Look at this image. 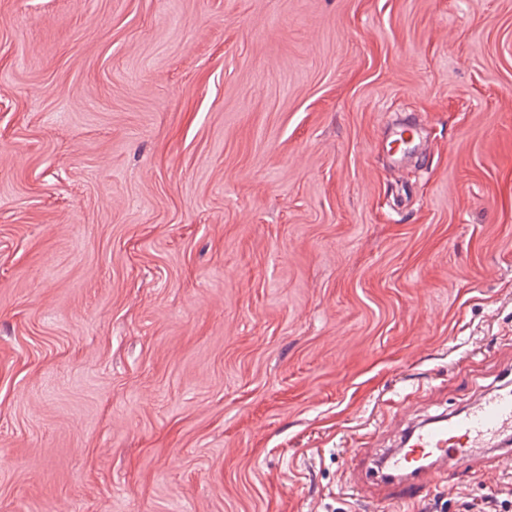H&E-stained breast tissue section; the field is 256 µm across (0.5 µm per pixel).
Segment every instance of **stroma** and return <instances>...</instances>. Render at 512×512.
<instances>
[{
  "label": "stroma",
  "instance_id": "35a3bbf8",
  "mask_svg": "<svg viewBox=\"0 0 512 512\" xmlns=\"http://www.w3.org/2000/svg\"><path fill=\"white\" fill-rule=\"evenodd\" d=\"M511 380L512 0H0V512H374ZM388 145L390 151L393 152L396 170L400 169V165L404 161L407 154H409L417 144L416 137L417 131L406 123L397 124L393 126L388 132Z\"/></svg>",
  "mask_w": 512,
  "mask_h": 512
}]
</instances>
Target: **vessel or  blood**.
I'll return each mask as SVG.
<instances>
[{
    "instance_id": "vessel-or-blood-1",
    "label": "vessel or blood",
    "mask_w": 512,
    "mask_h": 512,
    "mask_svg": "<svg viewBox=\"0 0 512 512\" xmlns=\"http://www.w3.org/2000/svg\"><path fill=\"white\" fill-rule=\"evenodd\" d=\"M416 130L393 126L388 145L395 162L416 147ZM512 451V388L477 397L464 411L408 426L396 448L370 459L354 481L358 500H368L367 485L381 489L382 502L397 512L425 502L434 487L455 491L460 483H483L499 470L502 454Z\"/></svg>"
}]
</instances>
